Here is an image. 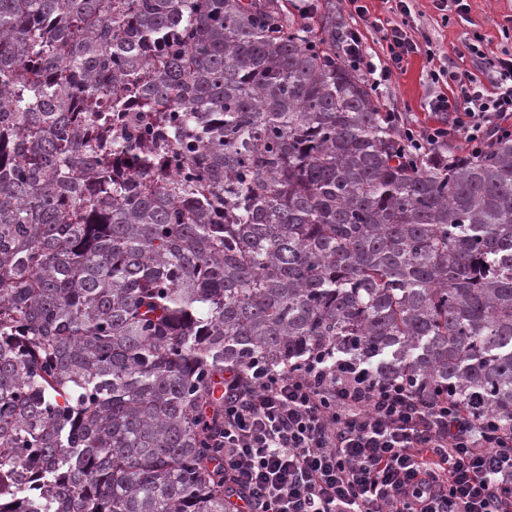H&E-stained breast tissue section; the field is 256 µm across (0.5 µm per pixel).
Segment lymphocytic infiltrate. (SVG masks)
I'll return each instance as SVG.
<instances>
[{
    "mask_svg": "<svg viewBox=\"0 0 512 512\" xmlns=\"http://www.w3.org/2000/svg\"><path fill=\"white\" fill-rule=\"evenodd\" d=\"M348 2L342 59L380 91L421 49L403 24L409 0H390L402 21L386 29L360 0ZM365 27L382 31L381 62L363 41ZM466 49L492 90L430 68L431 83L455 85L431 105L453 120L405 127L414 150L459 142L476 153L512 135V53L487 54L478 34ZM218 445L225 493L245 512H512V431L446 395L374 377L357 362L330 366L315 355L285 373L258 363L245 374L225 373Z\"/></svg>",
    "mask_w": 512,
    "mask_h": 512,
    "instance_id": "f902f5d3",
    "label": "lymphocytic infiltrate"
}]
</instances>
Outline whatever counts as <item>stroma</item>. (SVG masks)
<instances>
[{
  "label": "stroma",
  "mask_w": 512,
  "mask_h": 512,
  "mask_svg": "<svg viewBox=\"0 0 512 512\" xmlns=\"http://www.w3.org/2000/svg\"><path fill=\"white\" fill-rule=\"evenodd\" d=\"M470 9L465 15L450 14L442 18L432 0H416L412 13L413 26L426 33L434 58L420 53L411 57L402 72L396 73L379 103L383 110L395 111L412 125L425 126L434 119L428 103L439 90L430 84L427 72L431 62L446 63L449 70L472 75L482 85H489V76L479 70L468 54L464 43L472 33H480L487 53L512 51V38H505L501 27L512 16V0H468Z\"/></svg>",
  "instance_id": "stroma-1"
}]
</instances>
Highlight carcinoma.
Listing matches in <instances>:
<instances>
[{"instance_id":"carcinoma-1","label":"carcinoma","mask_w":512,"mask_h":512,"mask_svg":"<svg viewBox=\"0 0 512 512\" xmlns=\"http://www.w3.org/2000/svg\"><path fill=\"white\" fill-rule=\"evenodd\" d=\"M403 144L334 10L0 0V512H232L253 359L512 430V138Z\"/></svg>"}]
</instances>
